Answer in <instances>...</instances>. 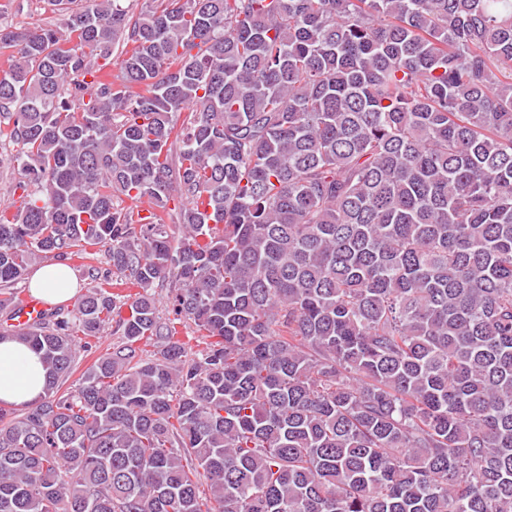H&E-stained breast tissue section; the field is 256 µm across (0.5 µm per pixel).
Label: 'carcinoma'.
Masks as SVG:
<instances>
[{"label":"carcinoma","instance_id":"obj_1","mask_svg":"<svg viewBox=\"0 0 512 512\" xmlns=\"http://www.w3.org/2000/svg\"><path fill=\"white\" fill-rule=\"evenodd\" d=\"M48 3L0 0V314L106 268L0 322V512H512V0ZM11 14L8 22L18 28H33L38 24L50 23L62 35L67 31L64 25L63 16L60 13H53L45 0H13ZM52 263H54V260L45 259L43 264L31 267L28 279L25 280L26 282L17 285V291H20L19 301L22 296H25L26 293H29L30 280L31 284L34 287L31 289L33 293L36 295H30L26 297L20 304L16 305V307L13 308V311L11 313V319L9 320L11 321V325L15 327H24L27 325L44 321L50 316L52 312V307H61L65 310L68 309L69 311H71L77 304V298L85 294L86 289L91 286L89 285L90 280L87 277L83 267L76 268L71 266L70 270L68 268H65L61 264ZM42 265L44 266L38 269ZM73 274L79 281L80 288L78 294L74 298L72 297L75 296L77 288L76 278L74 277ZM41 298L44 300L49 299L57 301L67 300L70 298L72 299L65 303H61L60 305H51L52 307H50ZM45 369L40 354L13 339L0 341V402L24 409L44 394Z\"/></svg>","mask_w":512,"mask_h":512}]
</instances>
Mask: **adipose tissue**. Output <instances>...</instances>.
Instances as JSON below:
<instances>
[{
    "label": "adipose tissue",
    "mask_w": 512,
    "mask_h": 512,
    "mask_svg": "<svg viewBox=\"0 0 512 512\" xmlns=\"http://www.w3.org/2000/svg\"><path fill=\"white\" fill-rule=\"evenodd\" d=\"M36 296L49 300H67L77 292L76 279L70 269L47 264L31 279ZM45 369L39 353L13 340L0 341V403L27 408L44 394Z\"/></svg>",
    "instance_id": "obj_1"
}]
</instances>
